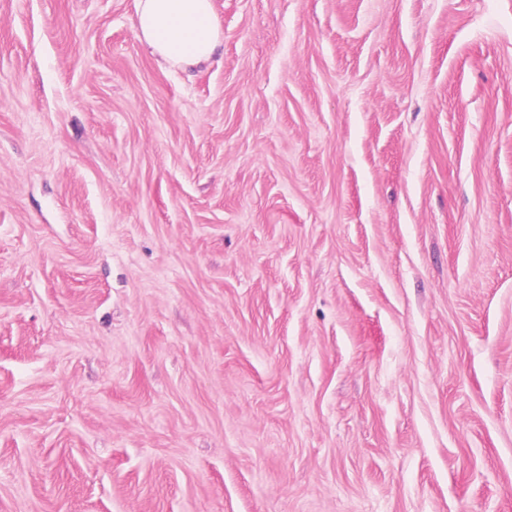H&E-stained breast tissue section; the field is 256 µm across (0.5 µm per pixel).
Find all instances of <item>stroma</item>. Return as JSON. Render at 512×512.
<instances>
[{"label":"stroma","mask_w":512,"mask_h":512,"mask_svg":"<svg viewBox=\"0 0 512 512\" xmlns=\"http://www.w3.org/2000/svg\"><path fill=\"white\" fill-rule=\"evenodd\" d=\"M0 0V512H512V0ZM133 27L150 52L172 67L207 63L221 44L211 0H137Z\"/></svg>","instance_id":"1"}]
</instances>
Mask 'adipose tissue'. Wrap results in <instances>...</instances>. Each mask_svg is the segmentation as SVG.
I'll return each instance as SVG.
<instances>
[{"mask_svg":"<svg viewBox=\"0 0 512 512\" xmlns=\"http://www.w3.org/2000/svg\"><path fill=\"white\" fill-rule=\"evenodd\" d=\"M133 27L153 55L178 68L211 61L221 44L212 0H137Z\"/></svg>","mask_w":512,"mask_h":512,"instance_id":"obj_1","label":"adipose tissue"}]
</instances>
